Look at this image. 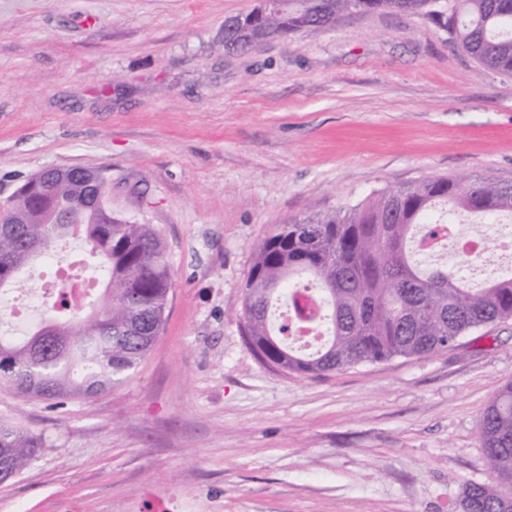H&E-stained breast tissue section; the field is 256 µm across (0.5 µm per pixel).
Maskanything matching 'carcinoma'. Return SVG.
<instances>
[{
  "label": "carcinoma",
  "mask_w": 512,
  "mask_h": 512,
  "mask_svg": "<svg viewBox=\"0 0 512 512\" xmlns=\"http://www.w3.org/2000/svg\"><path fill=\"white\" fill-rule=\"evenodd\" d=\"M421 13L448 32L481 66L512 72V0H280L249 28L286 40L330 28L352 5ZM224 51L251 48L238 17L224 20ZM26 193L0 201V290L26 288L25 271L52 253L57 240L79 237L101 259L106 296L83 317L66 307L30 336L0 335V386L46 400L92 397L121 384L149 352L163 325L173 281L161 236L150 224L107 217L87 182L56 179L48 192L40 174ZM512 215V184L434 177L387 189L365 202L283 224L259 248L246 283L243 314L249 336L267 361L315 375L392 357L446 348L487 323L512 317V278L470 288L455 266L429 270L414 259L412 230L433 231L453 214L462 221ZM307 296L321 298L331 322L327 342L302 353L271 322L272 302L288 301L296 323ZM480 438L490 468L512 486V384L487 406ZM40 447L29 434L0 428V480L20 473ZM462 512H512V494L469 484Z\"/></svg>",
  "instance_id": "1"
}]
</instances>
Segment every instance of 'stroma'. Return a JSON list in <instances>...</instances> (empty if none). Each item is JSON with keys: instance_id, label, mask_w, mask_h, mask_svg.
<instances>
[{"instance_id": "35a3bbf8", "label": "stroma", "mask_w": 512, "mask_h": 512, "mask_svg": "<svg viewBox=\"0 0 512 512\" xmlns=\"http://www.w3.org/2000/svg\"><path fill=\"white\" fill-rule=\"evenodd\" d=\"M257 0H0V199L104 170L174 286L146 357L90 400L0 388L40 442L0 512H460L495 485L479 428L512 383V318L422 357L319 375L244 333L255 251L283 224L432 177L512 183V73L391 9L224 51ZM240 16H233L224 21V51L227 53H244L252 47L251 42L246 40L244 31L240 30L241 26L244 27L243 17L240 18L242 25L238 23Z\"/></svg>"}]
</instances>
